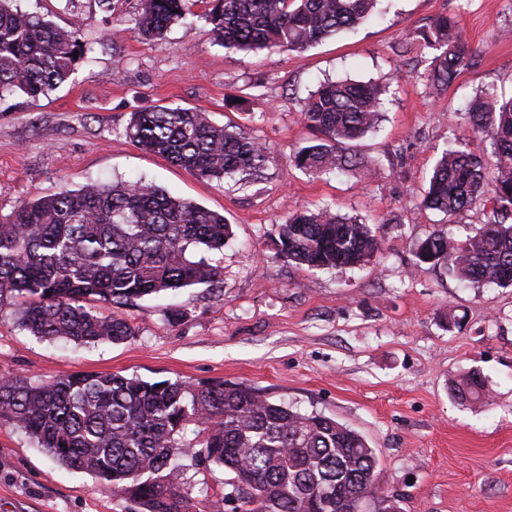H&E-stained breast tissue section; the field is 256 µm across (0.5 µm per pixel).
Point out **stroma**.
Here are the masks:
<instances>
[{"label": "stroma", "mask_w": 512, "mask_h": 512, "mask_svg": "<svg viewBox=\"0 0 512 512\" xmlns=\"http://www.w3.org/2000/svg\"><path fill=\"white\" fill-rule=\"evenodd\" d=\"M59 26L78 22L92 52L38 102L0 100V217L21 200L88 181L142 179L224 214L231 236L218 282L148 296L114 312L134 328L112 344L41 340L0 307V380L39 383L74 372H118L194 385L243 383L275 402L317 411L360 432L379 459L381 494L400 512H512V287H475L419 268L413 250L435 230L480 227L481 211L452 218L420 206L432 166L470 100L489 87L512 96V0H379L376 17L302 52L226 53L193 29L164 39L132 31L140 0H19ZM461 15L474 64L445 91L402 71L434 52L413 39L441 15ZM385 86L377 133L361 142L367 176L312 177L291 156L311 135L303 100L324 80ZM228 95L249 102L229 112ZM233 119L270 151L247 181L199 179L137 148L132 112L156 105ZM330 206L363 219L381 243L363 265L311 269L277 257L270 235L289 212ZM181 309L175 323L167 309ZM460 319L449 326V315ZM476 370L490 392L475 408L452 384ZM191 512H230L232 474L179 460ZM0 512H138L87 473L51 461L24 432L0 426Z\"/></svg>", "instance_id": "35a3bbf8"}]
</instances>
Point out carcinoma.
<instances>
[{"label":"carcinoma","mask_w":512,"mask_h":512,"mask_svg":"<svg viewBox=\"0 0 512 512\" xmlns=\"http://www.w3.org/2000/svg\"><path fill=\"white\" fill-rule=\"evenodd\" d=\"M134 30L154 40L182 21L189 0H140ZM208 35L228 52L298 51L368 21L378 0H213ZM434 50L425 72L409 73L445 90L471 66L457 16H439L415 32ZM91 51L75 24L60 27L0 0V100L16 93L36 102L63 83ZM383 90L349 79L319 85L301 121L311 144L291 162L319 175L367 166L355 143L378 130ZM126 136L207 181L251 177L270 158L244 127L214 123L195 108L156 105L133 112ZM466 138L487 144L476 154ZM420 205L448 217L479 209L480 228L463 237L435 230L413 251L415 266L445 267L472 285L512 286V97L488 89L471 100L463 134L436 159ZM224 216L142 181L88 183L77 190L25 199L0 218V307L23 299L20 325L44 339L119 343L128 321L100 306L213 284L222 268L191 251H220L229 237ZM279 256L315 269L355 267L379 250L369 225L327 208L288 213L276 225ZM457 398L487 402L482 376L453 384ZM193 423L196 446L180 433ZM0 425L28 434L51 459L82 470L98 485L137 503L141 512H190L179 481V457L233 473L224 500L243 512H360L377 499L381 470L375 449L356 430L318 412L275 403L244 384L192 386L120 373H74L34 384L0 381Z\"/></svg>","instance_id":"carcinoma-1"}]
</instances>
